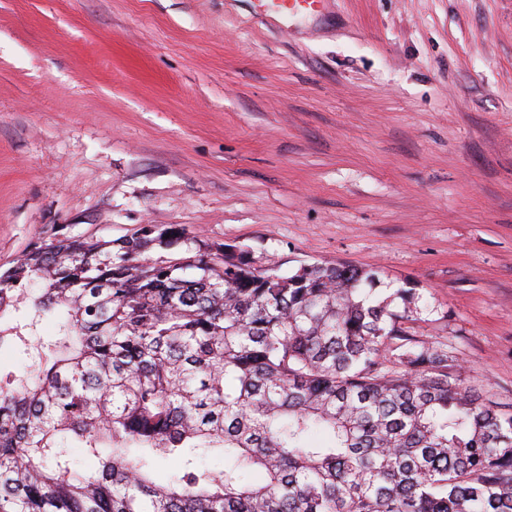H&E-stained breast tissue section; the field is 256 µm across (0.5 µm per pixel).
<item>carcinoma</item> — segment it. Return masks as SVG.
I'll return each mask as SVG.
<instances>
[{
  "mask_svg": "<svg viewBox=\"0 0 512 512\" xmlns=\"http://www.w3.org/2000/svg\"><path fill=\"white\" fill-rule=\"evenodd\" d=\"M377 281L173 225L34 244L0 273V351L32 360L0 372V512H512V414Z\"/></svg>",
  "mask_w": 512,
  "mask_h": 512,
  "instance_id": "cac0c4a2",
  "label": "carcinoma"
}]
</instances>
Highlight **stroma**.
<instances>
[{
	"label": "stroma",
	"instance_id": "35a3bbf8",
	"mask_svg": "<svg viewBox=\"0 0 512 512\" xmlns=\"http://www.w3.org/2000/svg\"><path fill=\"white\" fill-rule=\"evenodd\" d=\"M143 224L378 269L512 413V0H0V270ZM265 11L283 17L312 11L321 3V0H263Z\"/></svg>",
	"mask_w": 512,
	"mask_h": 512
}]
</instances>
